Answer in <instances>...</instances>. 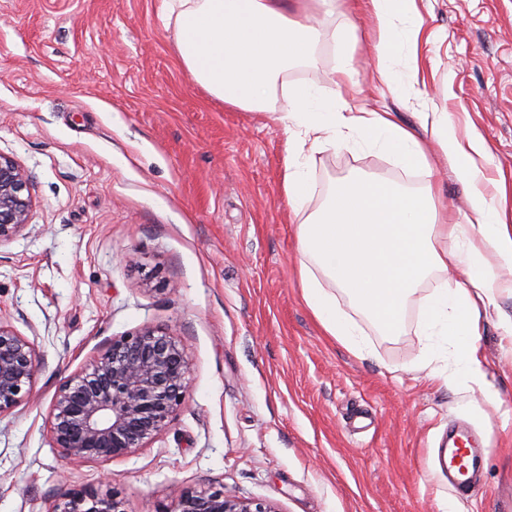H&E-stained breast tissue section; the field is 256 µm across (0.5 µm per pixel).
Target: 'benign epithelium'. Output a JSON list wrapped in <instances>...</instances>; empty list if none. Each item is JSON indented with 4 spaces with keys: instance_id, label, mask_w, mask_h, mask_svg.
Wrapping results in <instances>:
<instances>
[{
    "instance_id": "1",
    "label": "benign epithelium",
    "mask_w": 512,
    "mask_h": 512,
    "mask_svg": "<svg viewBox=\"0 0 512 512\" xmlns=\"http://www.w3.org/2000/svg\"><path fill=\"white\" fill-rule=\"evenodd\" d=\"M31 182L12 159L0 155V241L25 229ZM34 343L0 322V414L33 388ZM189 360L166 332L152 327L112 341L58 389L51 408V441L65 460L110 461L146 448L175 419L188 393ZM116 492L66 485L52 512H124ZM170 512H278L224 489H185Z\"/></svg>"
}]
</instances>
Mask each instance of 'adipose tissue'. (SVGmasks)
Wrapping results in <instances>:
<instances>
[{"label":"adipose tissue","instance_id":"ef3b65f1","mask_svg":"<svg viewBox=\"0 0 512 512\" xmlns=\"http://www.w3.org/2000/svg\"><path fill=\"white\" fill-rule=\"evenodd\" d=\"M177 54L191 79L226 107L265 112L279 79L295 63L307 60L321 32L292 18L284 0H165ZM374 20L379 81L397 92L394 64L412 52L422 26L416 0H364ZM284 127L302 137L288 143L284 193L289 207L301 211L309 195L298 156L304 145L320 148L336 141L392 153L402 168L430 170L433 155L455 163L471 185L478 242H461V225L448 219L432 185L410 191L370 175L339 184L313 220L296 227L302 261V297L323 331L355 353L366 349L358 327L324 282L342 289L383 334L402 331L408 299L423 282L455 263L468 270L456 288H438L424 310L422 352L452 350L455 365L479 374L478 337L482 314L495 304L500 284L487 266L512 271V225L482 186L476 164L486 151L481 142L459 141L444 112L418 113L417 127L399 124L392 112L340 111L335 101L310 86L289 88Z\"/></svg>","mask_w":512,"mask_h":512}]
</instances>
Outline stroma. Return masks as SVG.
<instances>
[{"mask_svg":"<svg viewBox=\"0 0 512 512\" xmlns=\"http://www.w3.org/2000/svg\"><path fill=\"white\" fill-rule=\"evenodd\" d=\"M426 20L383 94L368 13L319 17L311 57L286 85L348 109L388 107L404 126L447 113L490 154L483 182L512 173V0H417ZM164 0H0V154L33 183L27 228L0 242V322L34 342L31 396L0 415V512H51L63 483L118 493L125 512H169L188 488H224L277 512H512V291L482 320V374L423 356L424 284L405 331L353 318L369 348L325 335L298 286L295 227L356 170L432 183L465 237L470 185L436 157L430 175L353 141L300 160L312 193L283 192L288 135L275 113L225 108L185 72ZM348 40L352 73L332 81ZM172 335L189 390L148 447L112 461L62 460L49 436L60 385L114 339ZM487 448L483 496L453 500L434 450L449 425Z\"/></svg>","mask_w":512,"mask_h":512,"instance_id":"1","label":"stroma"}]
</instances>
